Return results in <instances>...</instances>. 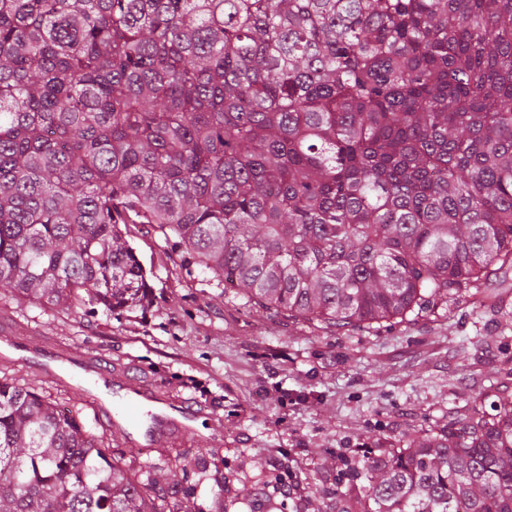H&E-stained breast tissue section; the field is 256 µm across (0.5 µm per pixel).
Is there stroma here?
<instances>
[{
    "mask_svg": "<svg viewBox=\"0 0 512 512\" xmlns=\"http://www.w3.org/2000/svg\"><path fill=\"white\" fill-rule=\"evenodd\" d=\"M127 240L148 273L143 306L62 311L0 289V331L93 348L113 377L203 408L192 433L159 448L207 459L195 496L209 512H263L254 491L280 476L287 512H321L315 487L333 485L336 456L396 447L461 417L480 392L487 409L512 398V384L493 385L512 359V269L494 286L504 315L451 302L334 336L270 316L188 265L160 230L133 224Z\"/></svg>",
    "mask_w": 512,
    "mask_h": 512,
    "instance_id": "35a3bbf8",
    "label": "stroma"
}]
</instances>
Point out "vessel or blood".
Returning <instances> with one entry per match:
<instances>
[{
    "label": "vessel or blood",
    "instance_id": "b4317fda",
    "mask_svg": "<svg viewBox=\"0 0 512 512\" xmlns=\"http://www.w3.org/2000/svg\"><path fill=\"white\" fill-rule=\"evenodd\" d=\"M0 349L7 361L24 363L91 399L98 414L112 419L114 429L131 446L152 445L166 429H189L196 415L194 408L157 399L132 383L115 382L92 350L55 342L33 345L13 332L0 337Z\"/></svg>",
    "mask_w": 512,
    "mask_h": 512
}]
</instances>
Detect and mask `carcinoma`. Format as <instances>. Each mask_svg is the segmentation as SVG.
<instances>
[{
	"label": "carcinoma",
	"instance_id": "cac0c4a2",
	"mask_svg": "<svg viewBox=\"0 0 512 512\" xmlns=\"http://www.w3.org/2000/svg\"><path fill=\"white\" fill-rule=\"evenodd\" d=\"M157 225L329 333L512 265V0H0V288L140 306ZM0 367V512H196ZM327 512H512V400L359 460Z\"/></svg>",
	"mask_w": 512,
	"mask_h": 512
}]
</instances>
